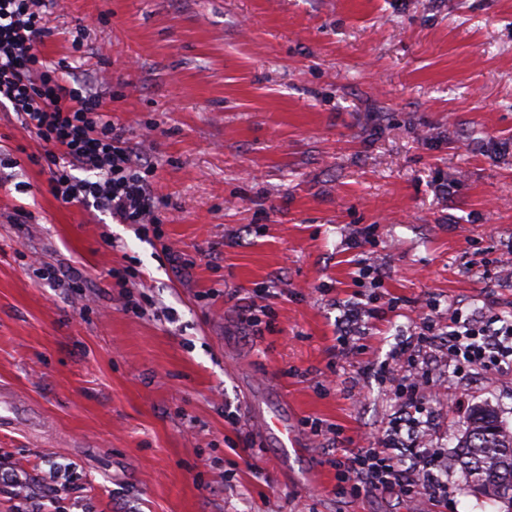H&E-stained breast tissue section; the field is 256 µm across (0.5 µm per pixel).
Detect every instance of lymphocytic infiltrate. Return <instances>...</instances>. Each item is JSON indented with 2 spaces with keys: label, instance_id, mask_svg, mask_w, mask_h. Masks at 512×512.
<instances>
[{
  "label": "lymphocytic infiltrate",
  "instance_id": "f902f5d3",
  "mask_svg": "<svg viewBox=\"0 0 512 512\" xmlns=\"http://www.w3.org/2000/svg\"><path fill=\"white\" fill-rule=\"evenodd\" d=\"M56 0H0V103H9L21 126L42 142L34 164L49 170L48 191L58 201L82 203L115 223L160 224L171 202L155 187V166L140 154L133 131L108 115L105 96L70 82L67 62L48 60L42 51L53 35L48 17ZM416 343L442 344L460 371L496 370L512 362V320L497 315L448 312L447 326L425 315ZM400 410L393 423L366 446L350 448L336 460L340 482L352 495L393 491L408 501L444 500L448 485L437 467L439 455L404 443L401 431L427 412L430 400L416 376L398 379Z\"/></svg>",
  "mask_w": 512,
  "mask_h": 512
}]
</instances>
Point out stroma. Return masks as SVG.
Masks as SVG:
<instances>
[{"label":"stroma","mask_w":512,"mask_h":512,"mask_svg":"<svg viewBox=\"0 0 512 512\" xmlns=\"http://www.w3.org/2000/svg\"><path fill=\"white\" fill-rule=\"evenodd\" d=\"M50 23L53 60L86 24L85 76L152 126L175 208L153 236L57 201L0 104V512H500L458 445L479 408L512 430V377L419 362L456 387L429 440L447 503L339 492L330 460L395 418L360 368L426 303L512 319V0H59ZM352 302L378 314L344 355ZM264 428L268 434L275 437L283 456L288 457L291 451L297 452L301 449L299 436L288 427V422L281 416L275 415L269 421L264 419Z\"/></svg>","instance_id":"35a3bbf8"}]
</instances>
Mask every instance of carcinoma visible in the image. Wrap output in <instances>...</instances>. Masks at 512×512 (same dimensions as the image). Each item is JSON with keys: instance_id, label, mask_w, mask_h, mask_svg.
Masks as SVG:
<instances>
[{"instance_id": "obj_1", "label": "carcinoma", "mask_w": 512, "mask_h": 512, "mask_svg": "<svg viewBox=\"0 0 512 512\" xmlns=\"http://www.w3.org/2000/svg\"><path fill=\"white\" fill-rule=\"evenodd\" d=\"M459 448L470 489L512 512V485L505 483L512 478V431L499 424L492 410L478 409Z\"/></svg>"}]
</instances>
